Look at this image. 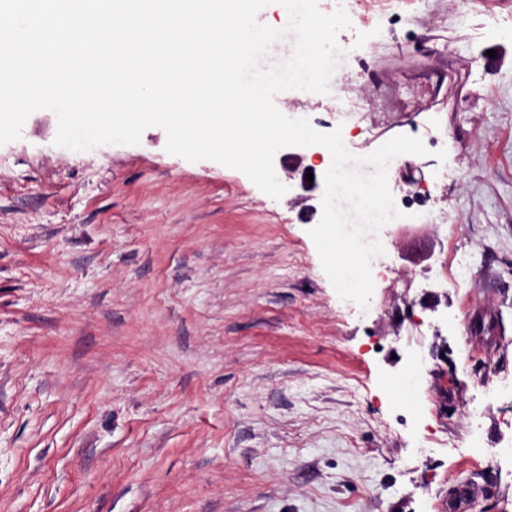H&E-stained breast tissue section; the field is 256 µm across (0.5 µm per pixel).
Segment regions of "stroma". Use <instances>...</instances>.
<instances>
[{
	"mask_svg": "<svg viewBox=\"0 0 512 512\" xmlns=\"http://www.w3.org/2000/svg\"><path fill=\"white\" fill-rule=\"evenodd\" d=\"M318 5L339 84L276 107L427 149L388 166L424 204L376 232L367 308L309 234L329 161L288 147L276 200L160 127L75 152L32 113L0 146V512H446L464 482L512 512V457L466 459L474 406L512 444V0Z\"/></svg>",
	"mask_w": 512,
	"mask_h": 512,
	"instance_id": "stroma-1",
	"label": "stroma"
}]
</instances>
